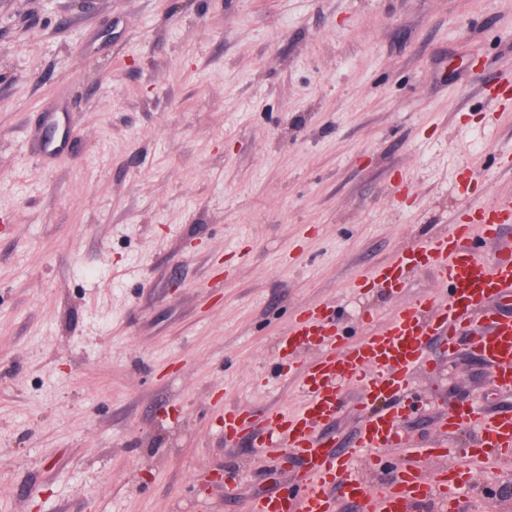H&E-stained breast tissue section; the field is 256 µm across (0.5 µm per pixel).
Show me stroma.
<instances>
[{"mask_svg":"<svg viewBox=\"0 0 512 512\" xmlns=\"http://www.w3.org/2000/svg\"><path fill=\"white\" fill-rule=\"evenodd\" d=\"M64 132V151L40 152ZM512 198V0H0V512H251L304 468L252 435L321 353L441 288L356 274ZM416 373L512 405L467 350ZM355 386L321 428L346 446ZM250 417L224 436V409ZM512 512V463L472 465Z\"/></svg>","mask_w":512,"mask_h":512,"instance_id":"obj_1","label":"stroma"}]
</instances>
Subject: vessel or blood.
<instances>
[{"mask_svg":"<svg viewBox=\"0 0 512 512\" xmlns=\"http://www.w3.org/2000/svg\"><path fill=\"white\" fill-rule=\"evenodd\" d=\"M512 223V200L502 201L498 213L475 224L456 225L453 233L404 251L392 262L359 274L354 287L395 288L414 270L427 269L447 292L445 300L425 295L401 307L382 328L357 342L347 341L337 322L322 313L302 312L282 344L289 351L316 343L320 356L301 371L305 399L291 413L273 411L256 441L264 448L285 443L306 466L305 482L296 496L267 495L255 499L251 512H414L417 505L436 502L441 512H458L457 492L466 470L443 466L425 478L417 466L406 465L390 478L368 484L361 467L382 463L386 449L403 444L399 423L412 390L410 378L420 369H433L426 356L429 345L455 355L460 346L494 369L499 385L512 389V247H499L493 260H481L472 243H497L504 225ZM358 389L362 422L345 448L316 435L320 423L333 420L340 409L338 383ZM472 428L474 442L466 453L512 455V408L476 413L472 404H450L442 429L455 434Z\"/></svg>","mask_w":512,"mask_h":512,"instance_id":"obj_1","label":"vessel or blood"}]
</instances>
